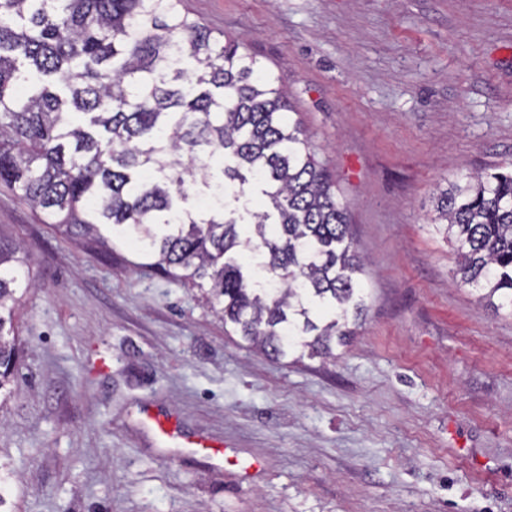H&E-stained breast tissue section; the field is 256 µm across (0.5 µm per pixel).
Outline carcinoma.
<instances>
[{
	"instance_id": "obj_1",
	"label": "carcinoma",
	"mask_w": 512,
	"mask_h": 512,
	"mask_svg": "<svg viewBox=\"0 0 512 512\" xmlns=\"http://www.w3.org/2000/svg\"><path fill=\"white\" fill-rule=\"evenodd\" d=\"M181 3L0 0V184L75 235L131 237L256 350L334 359L369 299L348 206L279 78ZM433 223L454 278L512 313V170L450 182ZM21 265L0 240V398Z\"/></svg>"
}]
</instances>
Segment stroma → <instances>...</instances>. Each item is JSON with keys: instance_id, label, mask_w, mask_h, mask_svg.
<instances>
[{"instance_id": "1", "label": "stroma", "mask_w": 512, "mask_h": 512, "mask_svg": "<svg viewBox=\"0 0 512 512\" xmlns=\"http://www.w3.org/2000/svg\"><path fill=\"white\" fill-rule=\"evenodd\" d=\"M183 6L287 89L368 309L333 361L269 357L111 225L73 237L0 187L30 282L0 406L14 512H512V315L453 284L431 222L437 187L512 162V0Z\"/></svg>"}]
</instances>
